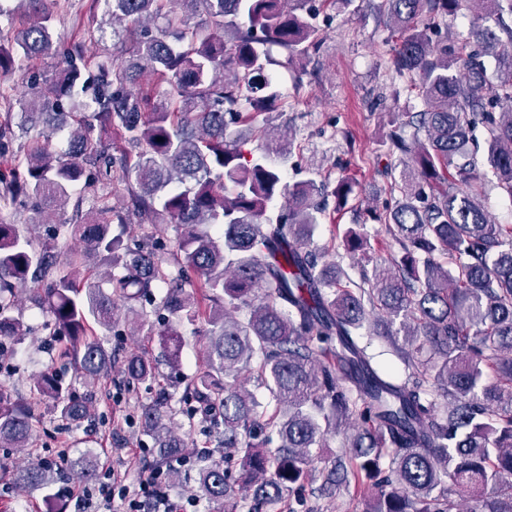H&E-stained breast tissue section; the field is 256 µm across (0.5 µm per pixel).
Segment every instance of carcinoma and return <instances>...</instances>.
Returning a JSON list of instances; mask_svg holds the SVG:
<instances>
[{
  "mask_svg": "<svg viewBox=\"0 0 512 512\" xmlns=\"http://www.w3.org/2000/svg\"><path fill=\"white\" fill-rule=\"evenodd\" d=\"M20 2L26 20L10 40L0 35V78L17 57L50 54L60 68L52 78L27 73L17 98L0 88L9 109L0 121V341L32 331L12 311L33 285L43 328L62 337L57 359L88 388L76 396L48 366L29 380L36 399L80 425L112 371L98 330L163 288L168 317L199 322L208 337L189 392L214 410L224 456L198 460V498L220 512H270L318 470L320 494L352 487L362 512H457L453 490L468 495L467 512H512V225L490 219L475 186L481 163L512 200V0H382L396 40L389 68L420 109L400 113L386 135L401 169L386 167L390 202L368 217L386 226L394 250L359 283L314 247L327 198L347 204L356 182L290 185L270 156L288 160L294 137L256 143L258 121L282 107L268 47L284 49L288 64L314 61L324 0H105L120 23L113 34L132 48L127 60L53 40L58 0ZM467 14L458 40L451 21ZM120 195L118 208L110 199ZM47 201L71 202L77 216L89 209L80 223H53L37 249L11 217L27 209L40 224ZM130 224L181 228L175 271L153 233L123 239ZM342 243L354 255L367 238L351 230ZM92 256L114 272L97 273ZM194 281L203 303L186 291ZM158 336L176 369L182 336L171 327ZM374 336L404 377L369 351ZM244 372L267 390L270 416ZM122 373L129 385L161 377L157 360L136 353ZM175 394L168 383L139 406L163 459L184 447L168 416ZM35 419L0 385V447L23 460L11 475L27 489L63 471L33 459ZM336 432L344 452L325 459ZM65 471L95 479L93 450Z\"/></svg>",
  "mask_w": 512,
  "mask_h": 512,
  "instance_id": "obj_1",
  "label": "carcinoma"
}]
</instances>
